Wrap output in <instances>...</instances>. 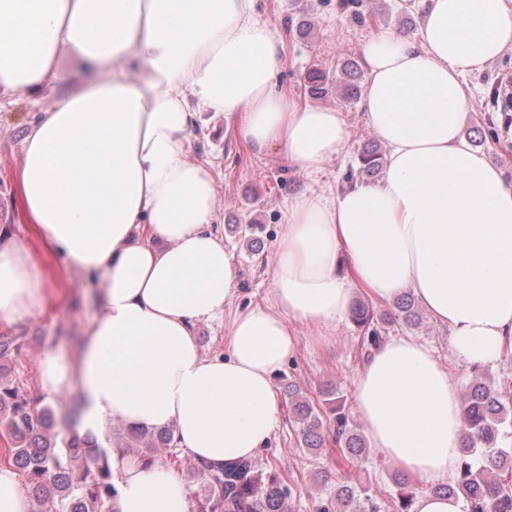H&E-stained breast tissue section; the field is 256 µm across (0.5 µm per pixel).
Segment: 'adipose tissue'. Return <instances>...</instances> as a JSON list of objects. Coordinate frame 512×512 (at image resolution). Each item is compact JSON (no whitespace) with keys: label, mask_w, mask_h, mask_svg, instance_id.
Segmentation results:
<instances>
[{"label":"adipose tissue","mask_w":512,"mask_h":512,"mask_svg":"<svg viewBox=\"0 0 512 512\" xmlns=\"http://www.w3.org/2000/svg\"><path fill=\"white\" fill-rule=\"evenodd\" d=\"M65 50L98 73L25 136L18 197L44 244L98 281L102 313L85 344L40 359L45 391L79 389L81 430L169 429L195 461L255 459L279 422L273 379L301 327L323 342L357 288L382 303L413 292L466 364L512 347V183L461 135L465 76L512 51V0H428L419 41L388 31L365 46L362 106L388 150L382 177L290 198L272 302L229 316L238 267L211 228L217 187L192 154V125L223 113L251 149L317 173L351 138L343 112L279 88L283 46L256 0H0V97L64 83ZM46 298L26 246L0 247V326ZM216 319L224 350L206 355L197 327ZM354 410L410 477L455 476L463 393L429 344L376 346L355 375ZM110 455L118 512H191L173 471Z\"/></svg>","instance_id":"1"}]
</instances>
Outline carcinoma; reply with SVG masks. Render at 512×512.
Returning a JSON list of instances; mask_svg holds the SVG:
<instances>
[{"instance_id":"1","label":"carcinoma","mask_w":512,"mask_h":512,"mask_svg":"<svg viewBox=\"0 0 512 512\" xmlns=\"http://www.w3.org/2000/svg\"><path fill=\"white\" fill-rule=\"evenodd\" d=\"M337 6L349 21L365 22L363 0H338ZM341 72L342 83L336 84L328 72L310 68L305 91L322 98L336 89L346 100H356L362 91L361 68L349 59ZM382 167V151L367 144L359 151L357 171L350 173L348 180L352 182L356 176L368 179ZM397 312L403 320L414 321L415 299L410 295L402 297L397 302ZM351 317L370 347L383 340L378 324L391 321L389 317H377L363 303L352 308ZM19 340L18 336H0V437L6 436L12 443L9 460L26 474L30 495L44 506L42 512H116L117 490L112 484L110 457L104 445L135 448L137 454L155 461L158 449L173 447L171 433L125 428L105 435L101 441L91 433L81 436L72 427L63 428L51 408L38 406L19 385L5 378L10 362L22 348ZM288 398L303 447L317 450L327 441L353 460L366 454V440L349 425L339 392L327 389L313 400L291 384ZM463 398L467 433L455 479L432 487L431 492L462 495L470 512H512V450L497 447L500 427L512 416L506 405L512 398V379L495 389L477 376L466 385ZM190 477L199 478L206 485L198 512H287V500L293 495L290 484L277 470L263 473L252 461L219 467L197 463ZM394 481L399 487L396 504L377 502L364 487L342 479L336 484V496L321 503L318 512H411L414 491L408 478L397 473Z\"/></svg>"}]
</instances>
